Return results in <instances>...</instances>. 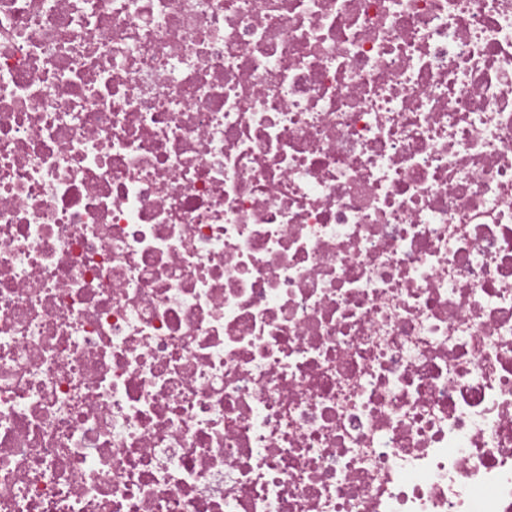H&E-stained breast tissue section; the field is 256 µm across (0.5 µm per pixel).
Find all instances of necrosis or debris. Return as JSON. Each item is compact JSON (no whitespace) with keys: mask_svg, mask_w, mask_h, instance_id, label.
<instances>
[{"mask_svg":"<svg viewBox=\"0 0 512 512\" xmlns=\"http://www.w3.org/2000/svg\"><path fill=\"white\" fill-rule=\"evenodd\" d=\"M0 512H512V0H0Z\"/></svg>","mask_w":512,"mask_h":512,"instance_id":"4bbe7bcc","label":"necrosis or debris"}]
</instances>
